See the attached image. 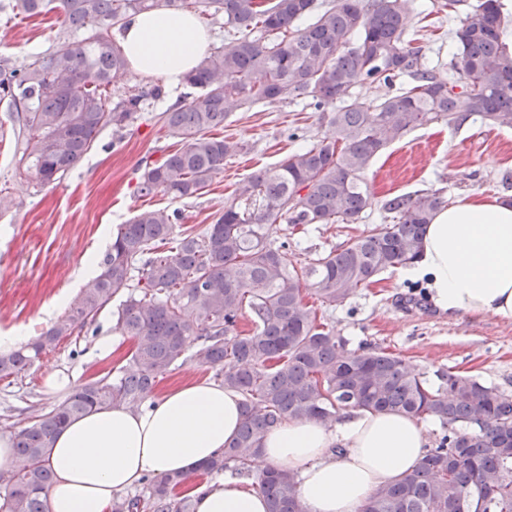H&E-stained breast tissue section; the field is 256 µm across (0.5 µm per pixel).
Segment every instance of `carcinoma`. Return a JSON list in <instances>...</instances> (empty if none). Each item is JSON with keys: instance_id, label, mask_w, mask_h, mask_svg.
<instances>
[{"instance_id": "1", "label": "carcinoma", "mask_w": 512, "mask_h": 512, "mask_svg": "<svg viewBox=\"0 0 512 512\" xmlns=\"http://www.w3.org/2000/svg\"><path fill=\"white\" fill-rule=\"evenodd\" d=\"M187 0H10L16 15L55 5L75 40L65 37L46 55L18 68L0 67V100L21 114L27 145L20 162L40 181L61 178L92 148L99 132L123 129L162 100L166 87L116 100L112 77L128 59L120 41L135 14L179 11ZM413 0H199L224 17L231 40L204 53L186 83L191 101L161 113L177 148L143 170V197L204 194L224 160L241 145L217 134L234 108L308 99L327 129L284 160L240 182L235 198L200 233L176 230L178 213L146 208L119 225L99 274L71 310L36 339L0 353V379L26 373L57 343L91 323L125 293L113 330L133 342L128 365L78 387L62 403L31 417L15 437V454L0 495V512H46L53 479L48 458L65 424L91 411L139 405L157 379L194 342L196 363L215 371L241 397L236 436L200 467L207 478L226 470L251 475L269 430L288 420L330 424L349 410L435 418L446 429L417 466L381 486L361 512H512V398L473 375L435 373L437 385L406 359L379 347L346 348L311 315L303 290L330 305L380 273L414 262L426 225L444 206L442 190L388 196L381 224L347 246L298 267L288 244L267 241L266 226L354 224L369 205L364 173L386 145L415 128L445 121L454 129L470 117L512 128V49L502 39L508 19L499 0H477L454 31L456 76L423 62V46L407 35ZM392 87L370 101L361 82ZM466 95L457 111L456 88ZM137 285L131 286L133 277ZM254 330L237 331L244 314ZM185 477L145 479L134 496L117 494L112 512H194ZM256 489L268 512H306L294 475L261 473Z\"/></svg>"}]
</instances>
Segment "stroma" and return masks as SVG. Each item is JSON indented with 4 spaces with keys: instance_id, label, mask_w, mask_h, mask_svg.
I'll return each mask as SVG.
<instances>
[{
    "instance_id": "1",
    "label": "stroma",
    "mask_w": 512,
    "mask_h": 512,
    "mask_svg": "<svg viewBox=\"0 0 512 512\" xmlns=\"http://www.w3.org/2000/svg\"><path fill=\"white\" fill-rule=\"evenodd\" d=\"M441 0H414L413 27L430 66L449 65L460 16L441 10ZM0 0V66H18L51 49L64 35L58 13L22 18ZM195 89L169 90L160 103L146 101L140 119L123 131L103 128L91 150L60 180L44 184L18 168L26 131L7 101H0V191L15 201L0 209V336H39L63 316L85 281L84 262L98 257L117 225L146 207L179 211L180 225L202 232L231 199L239 181L278 163L322 136L326 125L304 101L258 104L224 122L223 136L242 144L224 162L204 195L174 199L164 193L140 197L146 164L162 160L173 140L160 114ZM371 204L355 224H274L273 245L287 244L296 264L353 242L384 223L381 200L388 195L443 190L447 202L474 191L489 198L512 197V128L471 120L458 129L434 122L393 141L365 174ZM305 301L321 322L344 338L386 348L420 372L453 368L480 377L512 395V320L493 315L451 316L430 298L426 281L401 278L392 268L357 288L342 305L323 303L313 290ZM113 307H105L80 334L59 342L21 377L0 380V433H14L34 414L56 405L44 389L46 374L61 370L84 384L125 365L131 342L103 351L113 336Z\"/></svg>"
}]
</instances>
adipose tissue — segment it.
<instances>
[{"label":"adipose tissue","instance_id":"1","mask_svg":"<svg viewBox=\"0 0 512 512\" xmlns=\"http://www.w3.org/2000/svg\"><path fill=\"white\" fill-rule=\"evenodd\" d=\"M208 39L193 15L168 10L131 16L122 31L131 74L173 86L198 64ZM403 274L427 279L435 305L449 315L512 319V201L472 193L439 210L419 259ZM239 422V395L209 381L71 420L50 454L56 479L47 510L110 512L113 496L144 476L197 470L232 440ZM426 443L415 419L352 410L331 425L284 422L266 433L254 466L295 474L307 512H360L378 488L414 468ZM195 512H267V505L227 476L196 491Z\"/></svg>","mask_w":512,"mask_h":512}]
</instances>
